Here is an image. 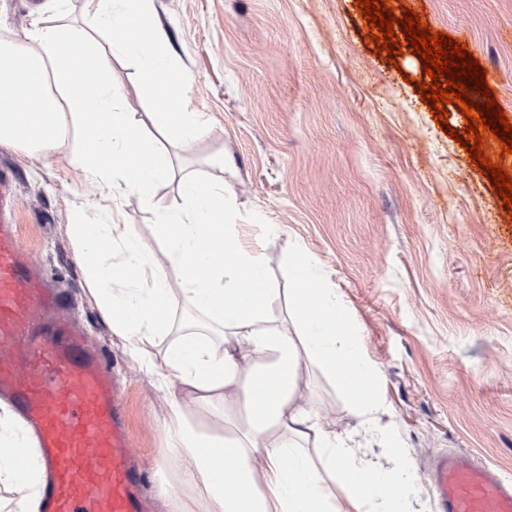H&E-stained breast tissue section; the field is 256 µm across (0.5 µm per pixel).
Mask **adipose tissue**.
Instances as JSON below:
<instances>
[{
  "mask_svg": "<svg viewBox=\"0 0 512 512\" xmlns=\"http://www.w3.org/2000/svg\"><path fill=\"white\" fill-rule=\"evenodd\" d=\"M87 4L92 29L38 15L24 40H0V146L44 157L66 154L112 198L133 194L155 209L163 263L142 247L135 227L118 226L109 216L90 223L83 206L72 211L68 233L100 311L146 374L156 372L151 349L167 334L172 291L222 330L221 346L191 333L166 352L182 386L220 400L235 397L249 411L244 429L221 442L184 423L181 400L169 404L180 460L199 481L207 512H409L413 468L389 435L379 438L382 460L360 455L352 437L323 426L298 394L306 355L329 372L366 421L383 410L370 390L375 370L347 324L340 296L306 259L294 262L291 288L281 294L261 257L233 233L223 181L174 177L128 112L112 76L116 59L133 62L151 90L165 141L188 148L206 133L204 113L191 106V76L175 63L151 0ZM173 178L183 201L177 209L156 200L158 185ZM285 296L303 313L300 335L266 318ZM257 358L262 364L255 370ZM11 424V415H0V484L16 491L0 501V512H35L42 471L34 465L26 475L17 473L8 453ZM308 444L324 455L325 471L306 460ZM338 487L346 492L343 509L336 506Z\"/></svg>",
  "mask_w": 512,
  "mask_h": 512,
  "instance_id": "1",
  "label": "adipose tissue"
}]
</instances>
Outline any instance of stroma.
I'll return each mask as SVG.
<instances>
[{"instance_id": "obj_1", "label": "stroma", "mask_w": 512, "mask_h": 512, "mask_svg": "<svg viewBox=\"0 0 512 512\" xmlns=\"http://www.w3.org/2000/svg\"><path fill=\"white\" fill-rule=\"evenodd\" d=\"M355 0H153L154 18L193 76V108L205 136L191 148L162 146L177 176L224 180L240 244L261 254L277 288L308 258L339 293L375 369L384 405L375 421L410 458L415 495L438 512L429 482L435 456L466 453L512 479V223L491 177L447 135L464 131L457 104L435 120L418 92L430 83L416 54L395 61L366 42ZM50 0H0V34L24 39ZM431 30L462 40L492 76L493 98L512 121V0H425ZM15 170L22 244L62 287L71 311L126 383L137 458L153 469L155 512L181 500L204 512L200 489L180 474L169 395L146 375L101 315L70 247L67 224L86 197L110 206L61 155L43 159L0 147ZM118 221L143 247L155 212L137 196ZM300 395L322 422L380 449L346 396L311 358ZM245 414L234 399L191 401L184 420L233 438Z\"/></svg>"}]
</instances>
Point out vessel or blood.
Instances as JSON below:
<instances>
[{"label":"vessel or blood","instance_id":"vessel-or-blood-1","mask_svg":"<svg viewBox=\"0 0 512 512\" xmlns=\"http://www.w3.org/2000/svg\"><path fill=\"white\" fill-rule=\"evenodd\" d=\"M13 187L0 168V396L35 442L12 449L14 464L42 467L39 512H146L125 389L73 325L68 295L23 247ZM430 480L439 512H512V481L468 455L439 457Z\"/></svg>","mask_w":512,"mask_h":512}]
</instances>
